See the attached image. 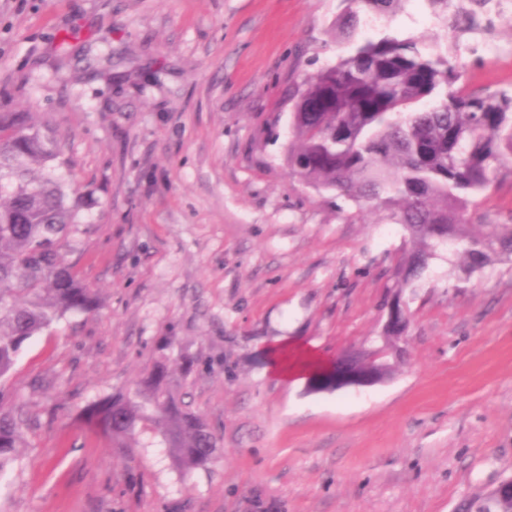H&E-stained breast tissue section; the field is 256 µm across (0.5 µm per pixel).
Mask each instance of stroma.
Listing matches in <instances>:
<instances>
[{
	"label": "stroma",
	"mask_w": 512,
	"mask_h": 512,
	"mask_svg": "<svg viewBox=\"0 0 512 512\" xmlns=\"http://www.w3.org/2000/svg\"><path fill=\"white\" fill-rule=\"evenodd\" d=\"M341 0H0V113L55 131L79 200L70 235L102 301L27 342L5 385L27 446L0 512H458L512 478V269L463 278L375 203L304 185L289 98L345 46ZM447 54L470 89L512 93V14L406 0L362 17ZM478 216L512 224V164ZM402 300L406 337L373 386L268 370L280 336L326 359L368 348ZM220 440L184 475L160 436L80 423L156 364Z\"/></svg>",
	"instance_id": "stroma-1"
}]
</instances>
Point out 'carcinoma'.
<instances>
[{
  "label": "carcinoma",
  "mask_w": 512,
  "mask_h": 512,
  "mask_svg": "<svg viewBox=\"0 0 512 512\" xmlns=\"http://www.w3.org/2000/svg\"><path fill=\"white\" fill-rule=\"evenodd\" d=\"M346 2L334 28L350 52L293 96L288 167L314 189L377 202L405 226L414 248L395 271L399 283L417 277L446 236L460 247L467 278L511 265L512 224H475L471 215L512 159V94L468 90L447 56L386 29L356 42L360 12L391 16L404 0ZM64 164L55 136L27 113H0V382L31 337L99 306L70 259L79 204L56 175ZM79 418L123 446L158 431L184 473L217 445L162 365L125 393L88 403ZM24 426L0 392V473L25 447ZM467 512H512V499L475 500Z\"/></svg>",
  "instance_id": "cac0c4a2"
}]
</instances>
